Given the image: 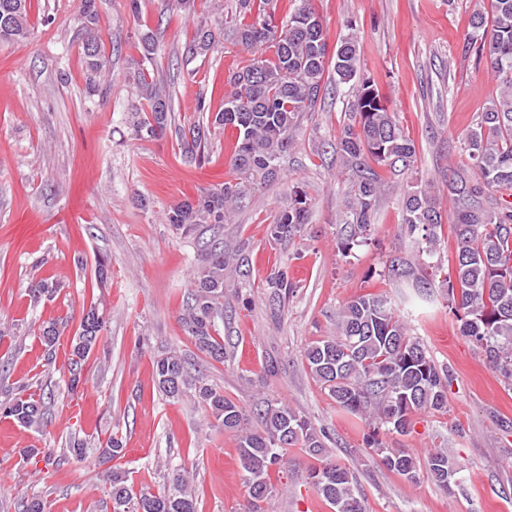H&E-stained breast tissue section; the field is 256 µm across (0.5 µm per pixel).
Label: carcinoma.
Here are the masks:
<instances>
[{"mask_svg":"<svg viewBox=\"0 0 512 512\" xmlns=\"http://www.w3.org/2000/svg\"><path fill=\"white\" fill-rule=\"evenodd\" d=\"M279 0H235L231 17L215 13L210 22L200 23L183 55L207 54L220 40L247 50L264 46L267 57L228 70L224 83L229 92L224 106L212 117L181 131V148L186 157L203 154L215 131H235L232 165L235 182L181 200L165 212V222L188 235L202 224H222L239 209L249 194L275 180L291 145L299 117L314 110L326 94L323 77L333 75L336 94L348 97V124L336 143L348 187L341 214L343 248L365 243L372 233V216L378 201L390 190L389 181L411 166L414 143L403 135L395 114L361 71V49L357 37L339 38L328 51L327 31L311 0H294L285 22L276 23ZM30 0H0V42H21L30 32ZM83 52L89 91H99L111 73L110 61L102 50L97 29L96 0H83ZM473 32L467 46L486 62L500 85L499 94L481 113L480 121L463 137L469 164L448 175V193L454 204L456 223L454 272H445L448 307L460 322V332L480 349L490 367L512 388V203L494 193L512 191V0H491V18L473 15ZM136 48L140 61L132 80L149 112L133 123L136 134L158 136L167 130L172 100L169 91L151 76L154 43L148 35ZM310 203L303 190L294 189L288 205L269 224V237L276 244L291 241L308 217ZM402 223L411 235L425 242L423 263L434 258L439 248L438 229L442 214L435 198L425 188L403 192ZM236 251L224 242L210 245L203 264L195 271L190 301L182 324L206 357L224 362V339L217 325L224 321L225 281L244 276ZM394 276L411 282L421 296L429 295L432 282L419 273L416 264L400 261L391 265ZM58 285L45 279L31 282L28 294L34 302L50 298ZM105 317L97 306L83 312L79 331L70 347L88 360L101 338ZM63 330L59 323L39 326L38 337L45 346L47 363L56 357V344ZM312 378L337 406L374 424L366 438L369 449L389 470L413 480L420 465L442 489L462 483L463 467L443 450L428 454L421 463L403 448H390L379 432H409L413 416L421 411L442 413L448 409L450 375L438 365L418 338L409 334L404 318L383 292H367L346 303L337 314L336 335L309 346L304 354ZM154 380L167 398L176 399L191 390L222 429L235 433L240 467L251 512H260L275 491L271 471L281 466L286 448L296 445L322 464L309 471L308 479L317 494L334 512H365L354 473L326 457L324 430L286 404L265 402L258 413L260 427L249 429L246 410L224 397L208 383L200 370H190L177 352L154 361ZM10 419L28 430L46 426L44 394L24 393L0 382V418ZM123 442L110 436L102 450L108 459L124 456ZM112 501L121 512H197L185 469L172 473L171 486L153 493L144 486L136 495L125 472H107Z\"/></svg>","mask_w":512,"mask_h":512,"instance_id":"cac0c4a2","label":"carcinoma"}]
</instances>
